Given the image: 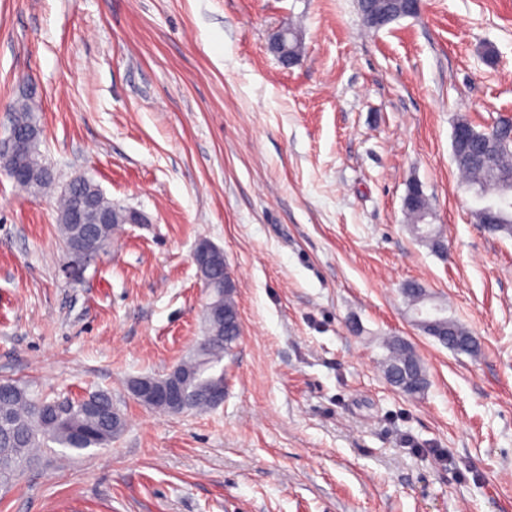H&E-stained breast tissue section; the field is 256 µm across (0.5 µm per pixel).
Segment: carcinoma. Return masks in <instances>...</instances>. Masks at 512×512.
I'll list each match as a JSON object with an SVG mask.
<instances>
[{"label": "carcinoma", "mask_w": 512, "mask_h": 512, "mask_svg": "<svg viewBox=\"0 0 512 512\" xmlns=\"http://www.w3.org/2000/svg\"><path fill=\"white\" fill-rule=\"evenodd\" d=\"M361 17L373 13L387 26L397 19L402 9V0H358ZM10 124L18 132L31 139L33 153L21 155V160L41 170V176L33 184L36 193L48 191L54 185L51 168L43 161L39 150V136L34 107L30 99L14 101L9 109ZM454 129L469 132L465 151L455 156L468 186L475 190L481 200L491 202L475 211L482 228L491 233L512 234V118H503L490 129L478 130L470 122L459 120ZM92 201L95 210L110 214L109 224H70L67 215L75 196ZM404 210L409 220V230L419 241L426 243L432 251L444 254L447 245L432 225L425 222L428 201L419 184L409 185L404 198ZM124 211L112 205V201L99 194L95 184L87 182L77 190L64 187L59 200L58 222L60 232L73 259L89 258L96 254L100 245L109 242L112 229L123 223ZM215 277L225 276L227 291L224 293V324L205 321V336L190 357L178 369L185 378L188 392L186 409L209 407L208 391L224 386V373L217 370L224 356L231 353L241 336V320L236 301V283L230 272H224V261L215 262ZM402 294L411 309L417 311L427 302L426 290L417 283H408ZM441 316L437 325L425 330L435 336L450 335L456 343L442 344L448 349L469 355L479 352L480 344L466 341L469 333L455 320L445 315L446 309L439 307ZM386 354L381 365L387 380L397 376L399 392L407 397L424 393L429 379L421 359L414 349L399 336H390L382 341ZM124 420L114 405L112 396L100 391L76 401H47L32 395L20 384L5 380L0 382V481L8 482L37 460L36 450L51 444L68 448L78 453L90 448H105L122 430Z\"/></svg>", "instance_id": "obj_1"}]
</instances>
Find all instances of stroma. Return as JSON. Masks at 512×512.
<instances>
[{
	"label": "stroma",
	"mask_w": 512,
	"mask_h": 512,
	"mask_svg": "<svg viewBox=\"0 0 512 512\" xmlns=\"http://www.w3.org/2000/svg\"><path fill=\"white\" fill-rule=\"evenodd\" d=\"M25 94L58 182L147 221L70 277L57 194L0 171V381L106 391L125 421L109 447L41 451L0 512H512V236L481 229L452 154L458 119L512 117V0H422L378 31L357 0H0V141ZM413 182L447 256L408 230ZM202 238L243 334L223 404L172 414L127 383L203 336ZM410 281L477 356L413 325ZM384 336L424 394L389 384ZM292 27V28H291ZM292 34L288 39V49L295 57H299L304 51V45L294 26L291 25ZM288 33V24L281 25L273 29L268 35V44L271 52L275 55L278 63L284 68L289 69L295 65L297 59L288 54L285 43V36ZM441 316L438 318L439 322L431 330L424 331L428 336L434 337L443 345H446L449 350L457 353H465L469 355H476L479 352L480 344L476 342H466L467 336H471L463 327H461L455 320L445 315L446 309L438 306ZM448 332L456 341L454 345H448ZM435 336H446L444 340H440ZM381 346L386 351L381 360L386 379L395 383L399 392L407 397L424 393L429 386V379L414 349L399 336L384 338ZM394 376H399L401 383L393 381Z\"/></svg>",
	"instance_id": "stroma-1"
}]
</instances>
